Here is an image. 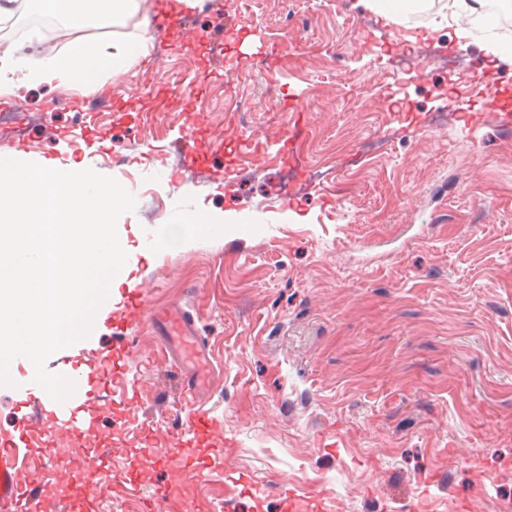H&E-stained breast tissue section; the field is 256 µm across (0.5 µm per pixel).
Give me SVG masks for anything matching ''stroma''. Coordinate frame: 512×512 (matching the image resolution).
Listing matches in <instances>:
<instances>
[{"label": "stroma", "instance_id": "1", "mask_svg": "<svg viewBox=\"0 0 512 512\" xmlns=\"http://www.w3.org/2000/svg\"><path fill=\"white\" fill-rule=\"evenodd\" d=\"M95 93L32 85L0 96V158L19 141L40 157L88 158L136 207L123 213L130 276L149 304L179 301L213 355L211 385L186 395L149 323L123 379L140 419L176 431L189 409L222 421L206 499L223 512H285L291 489L324 512H502L512 502V122L482 109L446 67L466 60L504 87L486 57V17L466 47L461 13L385 22L356 0H201L182 27ZM435 52L427 76L400 68L406 36ZM0 23L19 55L56 54ZM308 128L286 164L284 105ZM448 123L435 127L436 111ZM393 136L387 153L367 143ZM206 206L230 222L179 243L164 234ZM93 512H139L154 485L137 441Z\"/></svg>", "mask_w": 512, "mask_h": 512}]
</instances>
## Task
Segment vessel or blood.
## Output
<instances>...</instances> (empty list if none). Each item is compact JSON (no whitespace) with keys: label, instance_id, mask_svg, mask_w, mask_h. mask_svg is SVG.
I'll return each instance as SVG.
<instances>
[{"label":"vessel or blood","instance_id":"b4317fda","mask_svg":"<svg viewBox=\"0 0 512 512\" xmlns=\"http://www.w3.org/2000/svg\"><path fill=\"white\" fill-rule=\"evenodd\" d=\"M144 321L160 337L166 355L183 378L186 391L198 393L208 380L210 370L206 358L210 351L199 336L194 318L178 303L147 310L143 290L126 289L121 306L108 318L109 325L126 331ZM134 349V344L129 342L106 352L84 350L79 362L62 371L75 388L61 402L52 399L32 378H25L35 412L12 431H0V512H30L31 507H42L40 485L31 475L33 450L37 447L45 449L51 466L64 459L71 446L79 445L87 450L70 478L57 484L54 500L64 512H76L95 486L109 479L101 424L106 420H136L134 408L139 400L131 398V411L120 412L111 398L102 395L101 389L116 378V363ZM223 444L221 423L195 411L188 414L183 431L165 436L163 447L147 449L148 470L166 475L165 481L155 486L156 499L163 504L165 512H201L203 505L195 490L208 477L197 461L204 449Z\"/></svg>","mask_w":512,"mask_h":512}]
</instances>
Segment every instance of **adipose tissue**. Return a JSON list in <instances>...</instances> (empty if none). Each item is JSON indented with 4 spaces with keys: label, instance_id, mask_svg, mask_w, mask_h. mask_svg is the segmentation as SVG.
Returning a JSON list of instances; mask_svg holds the SVG:
<instances>
[{
    "label": "adipose tissue",
    "instance_id": "adipose-tissue-1",
    "mask_svg": "<svg viewBox=\"0 0 512 512\" xmlns=\"http://www.w3.org/2000/svg\"><path fill=\"white\" fill-rule=\"evenodd\" d=\"M37 13L59 14L65 19L70 36L64 53L31 56L15 60L14 47L0 52V91L12 89L18 82L45 84L67 89L85 90L100 85L104 73L123 72L145 55L148 37L147 20H139L140 33L133 40H117L109 44L93 41L84 32L90 18H138L139 0H26Z\"/></svg>",
    "mask_w": 512,
    "mask_h": 512
}]
</instances>
